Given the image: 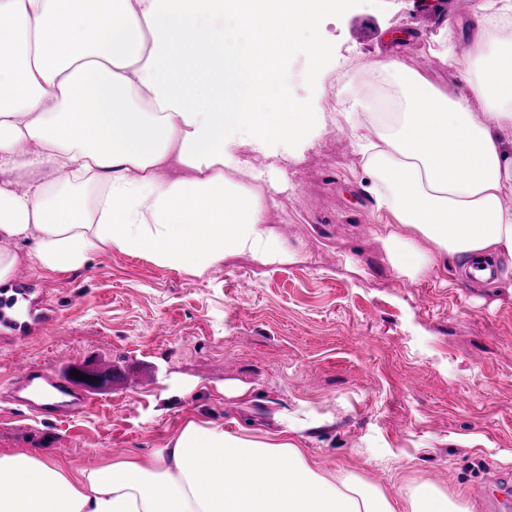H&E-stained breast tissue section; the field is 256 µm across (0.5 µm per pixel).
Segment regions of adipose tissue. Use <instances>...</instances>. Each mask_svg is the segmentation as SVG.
Here are the masks:
<instances>
[{
  "mask_svg": "<svg viewBox=\"0 0 512 512\" xmlns=\"http://www.w3.org/2000/svg\"><path fill=\"white\" fill-rule=\"evenodd\" d=\"M319 2L0 0V285L23 263L56 274L101 252L200 278L229 255H289L267 210L326 117L273 101L290 46L328 53ZM497 2L466 22L447 84L372 58L361 86L378 96L352 88L341 114L412 280L512 258V39L498 35L512 0ZM279 422L232 432L196 414L147 457L81 470L6 452L0 512H396L382 485L318 468L295 419ZM405 503L470 512L428 483Z\"/></svg>",
  "mask_w": 512,
  "mask_h": 512,
  "instance_id": "adipose-tissue-1",
  "label": "adipose tissue"
}]
</instances>
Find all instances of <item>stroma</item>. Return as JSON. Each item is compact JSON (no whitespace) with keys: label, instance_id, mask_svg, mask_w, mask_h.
I'll use <instances>...</instances> for the list:
<instances>
[{"label":"stroma","instance_id":"35a3bbf8","mask_svg":"<svg viewBox=\"0 0 512 512\" xmlns=\"http://www.w3.org/2000/svg\"><path fill=\"white\" fill-rule=\"evenodd\" d=\"M336 0L323 7L324 61L288 57V93L330 116L288 164L289 187L267 220L295 248L266 264L231 256L202 278L117 252L74 272L36 274L59 307L29 364L61 357L152 363L155 375L66 422L0 402V453L25 449L84 469L148 455L203 413L233 426L306 425L318 466L380 482L395 501L427 482L486 512L475 486L512 498V293L456 270L398 276L382 241L390 214L363 188L348 129L333 119L361 64L389 59L448 80L451 20L482 0ZM244 384L240 397L224 388Z\"/></svg>","mask_w":512,"mask_h":512}]
</instances>
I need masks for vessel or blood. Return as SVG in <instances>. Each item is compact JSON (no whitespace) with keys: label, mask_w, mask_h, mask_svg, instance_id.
I'll use <instances>...</instances> for the list:
<instances>
[{"label":"vessel or blood","mask_w":512,"mask_h":512,"mask_svg":"<svg viewBox=\"0 0 512 512\" xmlns=\"http://www.w3.org/2000/svg\"><path fill=\"white\" fill-rule=\"evenodd\" d=\"M58 321L59 310L53 304H45L37 315L30 317L24 313L21 297H0V334L11 337L15 357L5 391L17 404L64 421L77 411L91 409L112 390H131L141 380L143 369L136 362L124 367L101 363L100 371L107 376L101 387L81 383L67 363L30 365L25 352L29 335L36 330H49Z\"/></svg>","instance_id":"1"}]
</instances>
